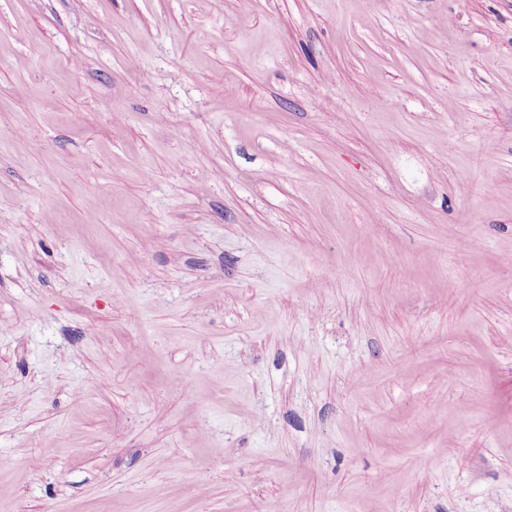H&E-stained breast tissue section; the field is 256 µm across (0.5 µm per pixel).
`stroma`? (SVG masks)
<instances>
[{"label": "stroma", "mask_w": 512, "mask_h": 512, "mask_svg": "<svg viewBox=\"0 0 512 512\" xmlns=\"http://www.w3.org/2000/svg\"><path fill=\"white\" fill-rule=\"evenodd\" d=\"M512 512V0H0V512Z\"/></svg>", "instance_id": "35a3bbf8"}]
</instances>
